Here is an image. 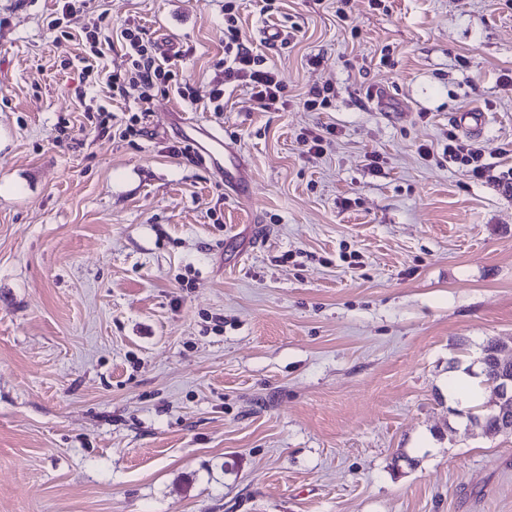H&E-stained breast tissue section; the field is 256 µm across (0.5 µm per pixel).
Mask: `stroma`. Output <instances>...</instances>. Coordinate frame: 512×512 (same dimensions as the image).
<instances>
[{"instance_id":"1","label":"stroma","mask_w":512,"mask_h":512,"mask_svg":"<svg viewBox=\"0 0 512 512\" xmlns=\"http://www.w3.org/2000/svg\"><path fill=\"white\" fill-rule=\"evenodd\" d=\"M235 5L284 108L230 86L215 112L224 0H87L57 28V0H0V512H512V435L466 433L448 397L512 346V0ZM126 23L191 96L156 86L122 138L135 95L80 60L94 25L130 71ZM179 111L250 197L170 154ZM444 153L467 167L469 176L476 180L482 179L490 168V163L486 162L485 146L476 141L465 146L448 143Z\"/></svg>"}]
</instances>
